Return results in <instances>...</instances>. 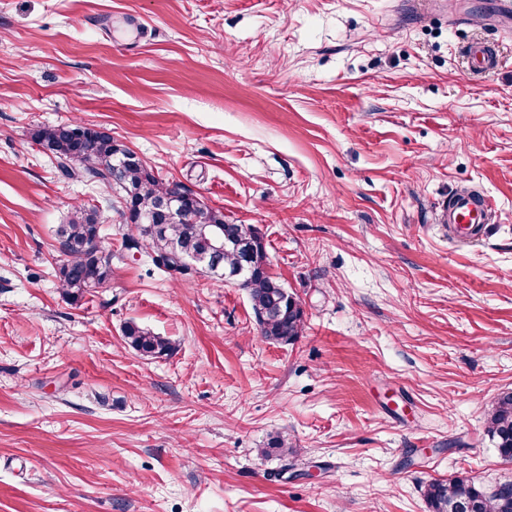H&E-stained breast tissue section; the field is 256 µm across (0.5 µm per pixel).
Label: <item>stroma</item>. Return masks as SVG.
I'll list each match as a JSON object with an SVG mask.
<instances>
[{
  "instance_id": "1",
  "label": "stroma",
  "mask_w": 512,
  "mask_h": 512,
  "mask_svg": "<svg viewBox=\"0 0 512 512\" xmlns=\"http://www.w3.org/2000/svg\"><path fill=\"white\" fill-rule=\"evenodd\" d=\"M502 2L0 0V512H429L433 480L512 482L485 431L512 391ZM70 121L252 225L302 336L126 252L116 192L29 137ZM463 191L495 213L457 239ZM82 204L112 278L75 304L56 229ZM131 320L173 354L130 348ZM473 63L482 72L495 73L500 66V54L495 45L469 47Z\"/></svg>"
}]
</instances>
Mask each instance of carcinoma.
Listing matches in <instances>:
<instances>
[{
    "label": "carcinoma",
    "instance_id": "cac0c4a2",
    "mask_svg": "<svg viewBox=\"0 0 512 512\" xmlns=\"http://www.w3.org/2000/svg\"><path fill=\"white\" fill-rule=\"evenodd\" d=\"M35 144L46 151L57 163L58 170L67 178H83L108 188H128L133 194L132 211L140 217L157 213L160 201L170 185L157 178L147 164L130 159L117 175H112V162L117 149L130 152L126 146L113 140L112 135L86 127L77 121L44 126L32 134ZM194 200L186 198L178 203L175 216L156 223V230H140L139 251L162 272H169L174 264L170 254L180 248L199 250L205 245L202 225L194 223ZM209 227L221 230L224 251L221 255V277L236 276L247 280L246 291L258 319L260 333L265 339L291 344L302 335L305 322L300 301L269 272L260 269L267 261L263 237L249 224H233L224 218V212L207 209ZM61 259L57 278L68 298L80 301L86 293L104 287L112 278V250L97 254L89 250L94 237L100 236V216L96 209L79 205L65 224L57 228ZM127 343L140 353L151 357L172 354L175 343L169 338L152 334L131 321L123 328ZM487 431L496 440L500 457L512 463V391L498 397L487 419ZM506 482L487 492L467 477L435 480L428 484L425 496L430 512H508L512 507Z\"/></svg>",
    "mask_w": 512,
    "mask_h": 512
}]
</instances>
